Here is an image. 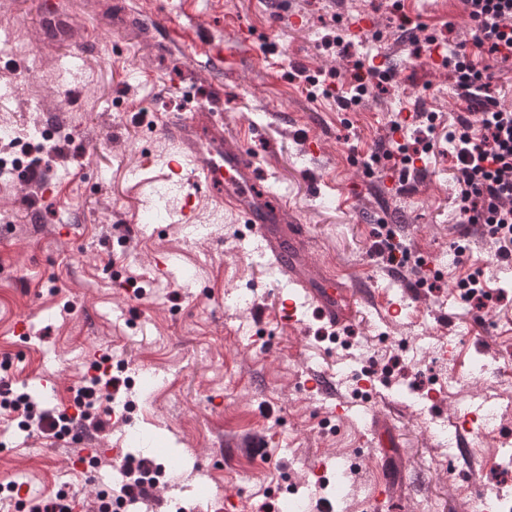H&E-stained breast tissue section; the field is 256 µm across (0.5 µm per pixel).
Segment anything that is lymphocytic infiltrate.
Here are the masks:
<instances>
[{
    "label": "lymphocytic infiltrate",
    "mask_w": 512,
    "mask_h": 512,
    "mask_svg": "<svg viewBox=\"0 0 512 512\" xmlns=\"http://www.w3.org/2000/svg\"><path fill=\"white\" fill-rule=\"evenodd\" d=\"M471 26L470 41L444 46V63L456 78L466 114L458 115L449 134L456 162V213L460 223L482 224L494 256L512 262V107L490 93L497 63L512 60V0H461ZM110 355L90 364L73 398L72 410L40 408L27 393L0 399V416L20 420L30 434L61 437L73 429L104 431L112 403L122 386ZM159 464L149 458L123 462L119 494L101 489L94 512H106L112 501L147 503L159 484Z\"/></svg>",
    "instance_id": "1"
}]
</instances>
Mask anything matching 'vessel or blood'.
Segmentation results:
<instances>
[{"mask_svg":"<svg viewBox=\"0 0 512 512\" xmlns=\"http://www.w3.org/2000/svg\"><path fill=\"white\" fill-rule=\"evenodd\" d=\"M153 21L166 32L172 49L193 57L205 56L211 63L229 70L235 66L237 48L245 41L243 33L238 32L225 45L203 47L190 27L172 14L155 13ZM161 129L178 143L182 153L181 160L169 162L170 173L189 171L196 187L195 193L185 199L180 211L182 220L191 222L196 202L202 196L231 209L249 225L260 259L269 262L288 281V295L282 301L283 317L296 321L299 310L312 306L330 324L345 321L353 293L351 284L342 275L307 261L304 226L289 215L286 202L260 185L254 159L238 138L226 134L217 105H195L179 118L163 123ZM480 417V411L474 410L458 421L449 459L471 461L470 437ZM369 435L370 446L380 451V474L372 491V505L378 508L389 502L396 489L391 460L397 437L388 414L381 413L373 419Z\"/></svg>","mask_w":512,"mask_h":512,"instance_id":"b4317fda","label":"vessel or blood"}]
</instances>
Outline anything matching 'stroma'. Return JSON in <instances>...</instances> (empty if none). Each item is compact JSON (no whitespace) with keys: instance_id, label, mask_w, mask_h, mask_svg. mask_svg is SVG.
<instances>
[{"instance_id":"35a3bbf8","label":"stroma","mask_w":512,"mask_h":512,"mask_svg":"<svg viewBox=\"0 0 512 512\" xmlns=\"http://www.w3.org/2000/svg\"><path fill=\"white\" fill-rule=\"evenodd\" d=\"M42 2L0 0V23L36 58L30 66L0 54V138L24 131L35 144L49 128L73 143L40 156L53 194L18 177L0 180V217L8 219L0 226V376L52 407L68 399L87 361L107 352L130 383L133 406L125 421L90 435L89 447L107 454L88 472L71 471V440L0 422V482L22 483L32 495L65 483L83 499L92 487L120 486L122 460L149 457L166 469L150 512H224L228 494L241 512H279L292 496L306 512L320 500L334 512H371L377 469L367 430L372 414L386 410L411 474L385 512H420L423 504L483 512L478 483L448 477L439 462L458 416L482 400L486 416L473 444L480 483L512 484V465L501 460L512 444V391L496 379L497 367L512 361V265L457 223L448 143L430 153L426 177L411 190L374 192L383 169L365 167L387 149L394 112H415L418 129L436 114L442 139L464 111L450 68L412 55L401 38L408 27L422 42L470 39L459 0H404L397 11L391 0H194L203 41L252 29L232 71L170 51L161 30L144 43L150 18L116 25L121 0H72L60 34L47 31ZM360 15L373 17L374 34L348 32L346 19ZM338 33L347 49L325 48ZM371 54L395 72L394 83L350 106L309 98L307 77L349 91L355 63ZM216 97L225 123L247 133L261 184L305 224L312 260L364 280L398 302L400 314L359 306L335 329L309 308L287 325L279 309L288 287L252 252L238 215L204 198L182 223L193 191L185 174L159 204L157 174L176 152L162 120ZM310 135L319 154L306 151ZM62 227L70 236H59ZM389 230L410 251L398 277L374 252ZM160 256L170 277L155 272ZM476 270L492 289L479 309L457 288ZM22 318L24 335L14 330ZM317 372L340 382L345 417L331 414V400L304 392ZM361 377L372 380V397L360 395ZM318 457L335 465L313 497L304 489Z\"/></svg>"}]
</instances>
